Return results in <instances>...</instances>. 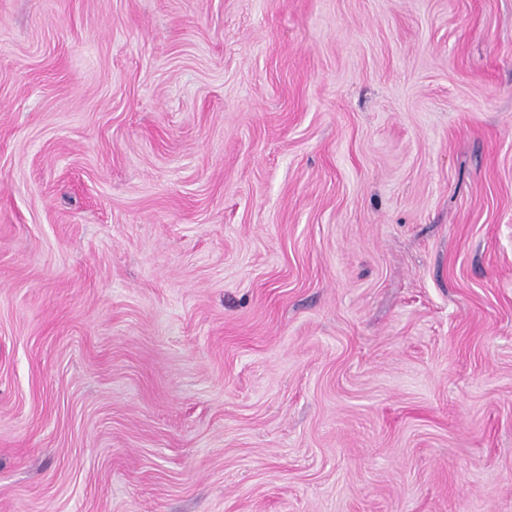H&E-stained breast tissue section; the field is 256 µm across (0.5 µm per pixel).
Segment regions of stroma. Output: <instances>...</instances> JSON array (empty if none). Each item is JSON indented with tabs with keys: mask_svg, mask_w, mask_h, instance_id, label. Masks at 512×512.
Masks as SVG:
<instances>
[{
	"mask_svg": "<svg viewBox=\"0 0 512 512\" xmlns=\"http://www.w3.org/2000/svg\"><path fill=\"white\" fill-rule=\"evenodd\" d=\"M0 512H512V0H0Z\"/></svg>",
	"mask_w": 512,
	"mask_h": 512,
	"instance_id": "stroma-1",
	"label": "stroma"
}]
</instances>
